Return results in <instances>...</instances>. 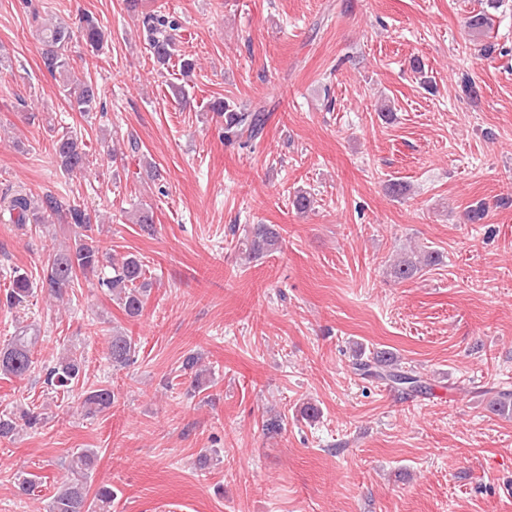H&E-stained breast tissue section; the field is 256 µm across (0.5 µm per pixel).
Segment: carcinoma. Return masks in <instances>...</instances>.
I'll use <instances>...</instances> for the list:
<instances>
[{"instance_id":"obj_1","label":"carcinoma","mask_w":512,"mask_h":512,"mask_svg":"<svg viewBox=\"0 0 512 512\" xmlns=\"http://www.w3.org/2000/svg\"><path fill=\"white\" fill-rule=\"evenodd\" d=\"M142 25L146 33L149 51L153 59L167 66L177 59L179 71L189 76L195 63L185 55L176 54V43L172 31L177 22L168 13L151 10L144 13ZM81 35L93 50H99L105 40L104 25L96 17L85 14L80 18V26L72 28L64 21H57L39 28V46L43 65L55 79L62 81V91L69 107L86 115L97 109L98 88L87 79H80L72 72L68 45L76 35ZM208 111L224 118V140L247 147L261 134L266 123V114L259 110L237 105L222 98H215L208 104ZM53 151L60 171L68 176L82 172L89 163L85 144L78 133L71 128H62L53 141ZM7 210L12 221L18 225L48 224L53 217H63L68 224H74L85 234L74 240V244L56 250L46 257L42 275L34 279L18 269L10 276L6 289L5 303L10 308H24L39 290L61 296L78 283V274L88 275L98 272L104 263H109L112 274L99 278L98 284L120 302L126 314L138 316L144 305L147 292L152 286L146 277L142 261L129 255L114 263L100 252L96 240L88 232L93 230L90 214L79 205L64 204L57 197L47 194L35 199L26 193L16 192L9 201ZM279 233L267 224H256L248 247L249 253L262 256L277 249ZM442 262L437 251H413L392 267L391 274L398 281H406L417 276L423 269ZM39 336L27 326L17 329L11 340L0 348V376L22 378L34 365V349ZM136 343L132 337L116 332L107 342V359L114 367H124L133 361ZM356 366L362 375L389 381L405 386L413 391L422 388L416 376L400 369L398 358L388 351H374L364 358L363 350L356 352ZM84 358L74 354H63L46 368L45 383L62 389H70L83 372ZM115 394L108 386L85 392L83 407L90 414L104 411L112 406ZM489 408L497 414L512 413V391L498 393L489 403ZM45 422L41 414L22 409L0 413V438H8L20 427L34 429ZM97 451L82 448L72 454L68 463L71 479L63 484L52 496L49 512H110L112 508V487L99 486L93 497H88V479L95 469Z\"/></svg>"}]
</instances>
